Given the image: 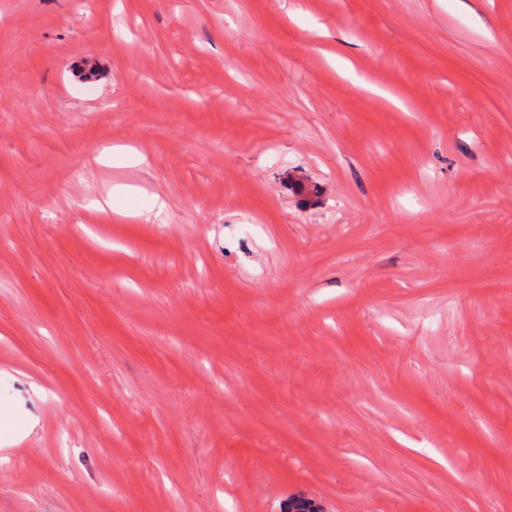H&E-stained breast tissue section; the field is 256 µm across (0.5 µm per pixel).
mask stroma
<instances>
[{
    "label": "stroma",
    "instance_id": "35a3bbf8",
    "mask_svg": "<svg viewBox=\"0 0 512 512\" xmlns=\"http://www.w3.org/2000/svg\"><path fill=\"white\" fill-rule=\"evenodd\" d=\"M296 494L512 512V0H0V512Z\"/></svg>",
    "mask_w": 512,
    "mask_h": 512
}]
</instances>
